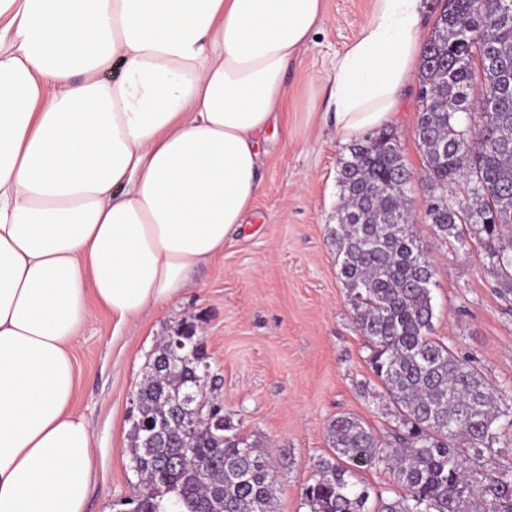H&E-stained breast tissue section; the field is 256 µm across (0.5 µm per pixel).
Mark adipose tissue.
Masks as SVG:
<instances>
[{
	"instance_id": "obj_1",
	"label": "adipose tissue",
	"mask_w": 512,
	"mask_h": 512,
	"mask_svg": "<svg viewBox=\"0 0 512 512\" xmlns=\"http://www.w3.org/2000/svg\"><path fill=\"white\" fill-rule=\"evenodd\" d=\"M424 13L373 0L337 55L342 140L392 121ZM325 20V0H0V512H84L80 328L95 311L135 322L223 256Z\"/></svg>"
}]
</instances>
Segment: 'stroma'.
<instances>
[{
    "label": "stroma",
    "instance_id": "obj_1",
    "mask_svg": "<svg viewBox=\"0 0 512 512\" xmlns=\"http://www.w3.org/2000/svg\"><path fill=\"white\" fill-rule=\"evenodd\" d=\"M371 8L372 0H326V22L288 72L296 89L288 124L267 133L260 193L246 224L225 240L223 256L201 265L176 300L149 307L122 331L99 313L82 326L77 406L95 440L86 512H130L140 481L131 454L136 390L163 338L186 328L195 330L210 364L207 403L221 406L276 465L277 512H310L303 489L315 461L332 453L328 426L336 417H357L380 438L397 426L371 369V347L353 323L329 236L340 203L338 162L348 150L324 113L328 78ZM419 92L411 81L391 126L414 175L408 197L435 270L433 336L474 365L507 408L512 295H501L477 232L465 229L460 243L435 236L425 221L430 190L415 138Z\"/></svg>",
    "mask_w": 512,
    "mask_h": 512
}]
</instances>
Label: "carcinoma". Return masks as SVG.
<instances>
[{
    "label": "carcinoma",
    "mask_w": 512,
    "mask_h": 512,
    "mask_svg": "<svg viewBox=\"0 0 512 512\" xmlns=\"http://www.w3.org/2000/svg\"><path fill=\"white\" fill-rule=\"evenodd\" d=\"M444 0L423 48L415 137L426 159L425 219L464 242L478 226L512 294V0ZM480 83V123H468ZM337 173L342 205L329 229L357 331L374 347L371 368L397 407L400 426L380 440L361 420L328 427L332 456L320 457L303 490L310 512H512V476H479L471 455L492 451L502 417L482 373L430 337L435 271L407 213L412 173L395 133L348 147ZM158 348L136 398L132 460L142 488L133 512H274L271 463L224 416L197 420L209 377L199 340L177 333ZM387 465L404 494L366 507L358 471Z\"/></svg>",
    "instance_id": "obj_1"
}]
</instances>
